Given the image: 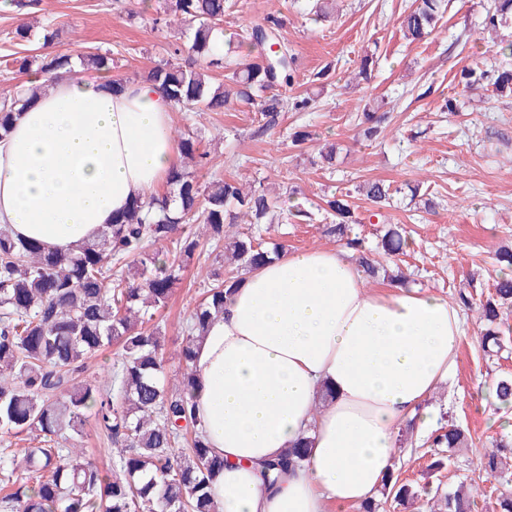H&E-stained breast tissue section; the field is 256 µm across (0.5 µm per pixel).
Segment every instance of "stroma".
I'll use <instances>...</instances> for the list:
<instances>
[{
    "instance_id": "stroma-1",
    "label": "stroma",
    "mask_w": 512,
    "mask_h": 512,
    "mask_svg": "<svg viewBox=\"0 0 512 512\" xmlns=\"http://www.w3.org/2000/svg\"><path fill=\"white\" fill-rule=\"evenodd\" d=\"M149 9L128 19L122 0H41L33 9L16 8L0 0V98L38 76L37 67L19 71L17 61L46 53L74 54L88 47L112 53L113 78L136 79L169 60L172 47L187 43L181 24L166 23L164 0H150ZM413 0H340L333 18L321 21L311 10L293 8L292 0H235L224 15V33L247 38L253 24L267 14L282 18V36L297 57L294 84L278 87L281 97L309 96L306 112H281L264 122L255 108L234 104L208 113L200 124L201 150L214 167L197 172L199 183L232 177L259 184L290 199L265 239L290 251L335 246L326 226L333 218L324 211L326 196L351 195L354 236L374 248L386 224L405 230L408 244L397 258L411 273L416 287L446 298L466 289L473 296L487 293L503 274L495 253L512 249V96L486 86L477 90L458 82L462 69L512 68V22L500 26L488 40L469 38L483 17L484 0H451L436 30L424 41L408 43L399 20ZM30 26L26 41H16L21 23ZM59 37L43 40L45 28ZM372 55L371 78L353 79L364 55ZM328 79H318L320 70ZM454 100L455 112L444 111ZM382 103L386 120L377 141L363 140L358 118L374 103ZM309 132L301 146L292 135ZM338 146L334 169L319 168L324 144ZM385 180L398 187L390 205L375 211L358 194L360 184ZM418 185L411 196L406 184ZM436 206L424 207L425 195ZM210 248L188 261L182 281L155 319L165 333L168 374L178 361L173 352L200 300L199 291L214 269L223 265ZM456 367L446 386L431 398L433 408L467 429L474 439L489 443L503 431L493 423L484 403L485 387L505 373L512 374V356L488 365L478 338L482 325L477 309L464 310ZM422 449L398 448L396 466L423 498L447 488L470 473L466 459H452L446 470L430 471Z\"/></svg>"
}]
</instances>
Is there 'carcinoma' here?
<instances>
[{"instance_id":"1","label":"carcinoma","mask_w":512,"mask_h":512,"mask_svg":"<svg viewBox=\"0 0 512 512\" xmlns=\"http://www.w3.org/2000/svg\"><path fill=\"white\" fill-rule=\"evenodd\" d=\"M226 0H166L176 20L195 23L192 37L173 54L187 53L182 65L168 62L150 69L144 81L159 85L174 107L199 116L222 112L231 104L259 101L260 110L274 115L286 109L301 111L313 99L291 101L268 91L292 81L297 59L281 36L280 17L268 15L255 24L249 43L258 53L243 58L240 45L227 41L220 48ZM445 0H417L405 13L400 28L411 42L423 40L436 28ZM512 20V0H490L481 25L496 28ZM86 70L112 71L108 52L82 55ZM66 54H47L19 60L25 71L37 63L52 82L68 65ZM233 67L232 87L211 89L209 72ZM459 82L469 89L491 86L500 95L512 94V70H461ZM42 95L38 86H19L0 100V138L6 136L14 114ZM377 111L362 113L358 126L375 140L381 133ZM181 157L195 168L208 164L198 134L188 125L178 135ZM170 191L136 202L106 227L94 243L76 253H57L0 230V430L26 435L32 446L0 456V486L14 484V461L21 454L25 469L39 475L35 486L18 488L0 498V512H216L211 487L224 469V459L211 454L197 426L188 394L196 339L224 311V291L243 275L277 253L255 236L235 230L237 224H265L278 200L236 179L219 178L202 186L184 166L168 177ZM368 200L382 205L391 198V185L382 180L359 187ZM327 207L336 217L326 232L358 253L359 266L370 278L382 273L395 283L408 284L400 267L377 263L363 240L349 236L355 222L346 196H332ZM194 220L197 229L178 235L180 225ZM175 241L173 258H159L150 245ZM209 245L223 248L231 268L213 273L187 335L177 353L182 366L179 385L168 388L164 372V336L149 328L155 313L165 308L173 288L182 280L183 262ZM402 230L390 227L380 235L376 250L387 257L403 253ZM484 329L480 347L492 364L508 349L501 331L503 314L512 309V277L503 276L479 299ZM117 344L120 353L103 380H79L87 362ZM112 440V473L75 447L83 435L87 414ZM433 449L430 470L476 446L470 433L454 424L441 426L426 439ZM305 440L264 466L274 484L305 461ZM495 481L486 491L492 512H512V438L499 437L478 454L471 476L448 492H435L436 512H475L480 485ZM360 512H380L388 501L412 507L421 494L390 474L381 490Z\"/></svg>"}]
</instances>
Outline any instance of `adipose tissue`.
<instances>
[{
    "instance_id": "1",
    "label": "adipose tissue",
    "mask_w": 512,
    "mask_h": 512,
    "mask_svg": "<svg viewBox=\"0 0 512 512\" xmlns=\"http://www.w3.org/2000/svg\"><path fill=\"white\" fill-rule=\"evenodd\" d=\"M179 161L158 86L62 76L0 140V226L62 253L98 238ZM460 308L421 288L370 285L343 247L285 251L224 296L195 347L190 399L224 459L218 512H336L374 497L407 422L427 433ZM334 398L321 403L323 389ZM303 466L269 484L265 460L299 439Z\"/></svg>"
}]
</instances>
